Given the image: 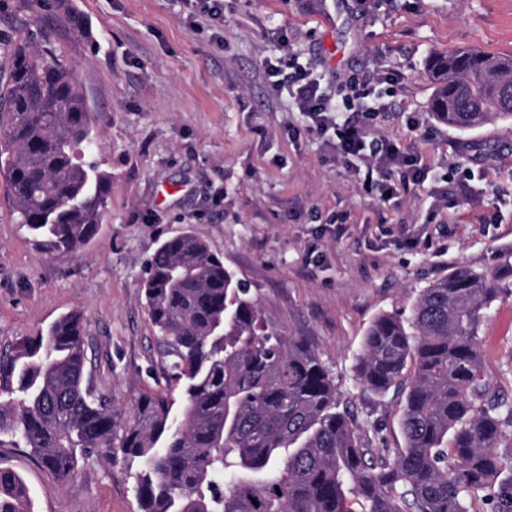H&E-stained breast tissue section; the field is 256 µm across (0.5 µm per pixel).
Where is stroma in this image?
I'll use <instances>...</instances> for the list:
<instances>
[{
	"label": "stroma",
	"instance_id": "35a3bbf8",
	"mask_svg": "<svg viewBox=\"0 0 512 512\" xmlns=\"http://www.w3.org/2000/svg\"><path fill=\"white\" fill-rule=\"evenodd\" d=\"M191 10L188 0H0V37L50 41L72 68L112 175L97 234L68 254L13 223L0 175V353L77 312L97 393L122 411L149 391L180 399L140 283L159 244L187 228L256 289L266 319L318 352L358 435L400 447L402 394L355 381L368 324L382 312L410 319L421 289L451 267L512 264V123L436 122L426 63L463 47L512 56V0H224L220 24ZM274 28L325 84L398 74L373 135L414 145L429 163L423 183L388 200L365 192L264 77ZM507 286L479 337L485 378L512 401ZM0 465L21 475L35 512H139L121 465L92 459L65 483L26 448L0 447Z\"/></svg>",
	"mask_w": 512,
	"mask_h": 512
}]
</instances>
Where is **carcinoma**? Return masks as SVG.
<instances>
[{"label":"carcinoma","instance_id":"cac0c4a2","mask_svg":"<svg viewBox=\"0 0 512 512\" xmlns=\"http://www.w3.org/2000/svg\"><path fill=\"white\" fill-rule=\"evenodd\" d=\"M432 117L471 130L512 121V56L433 54ZM71 68L50 46L0 42V173L11 216L72 253L102 223L112 176ZM512 278L455 266L423 288L412 317L377 315L355 365L367 391L405 393L404 446L372 448L340 409L334 377L301 338L268 323L248 286L194 233L166 239L142 291L182 404L140 394L123 414L85 383V319L21 336L0 357V447L24 446L65 482L102 456L131 471L139 512H470L486 492L512 512L498 448L512 424L482 372L479 326ZM413 374L404 379V370ZM0 512H33L0 466Z\"/></svg>","mask_w":512,"mask_h":512}]
</instances>
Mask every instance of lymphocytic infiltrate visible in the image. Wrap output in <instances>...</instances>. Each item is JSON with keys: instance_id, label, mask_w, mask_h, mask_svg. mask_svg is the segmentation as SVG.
I'll return each mask as SVG.
<instances>
[{"instance_id": "f902f5d3", "label": "lymphocytic infiltrate", "mask_w": 512, "mask_h": 512, "mask_svg": "<svg viewBox=\"0 0 512 512\" xmlns=\"http://www.w3.org/2000/svg\"><path fill=\"white\" fill-rule=\"evenodd\" d=\"M275 43L276 54L262 61L265 77L276 92L291 99L306 118L309 131L333 134L337 154L349 163L353 172L378 173V180L369 183L368 192L383 200L395 196L399 187L390 179L394 170L402 171L404 181L416 184L423 181L427 166L413 146L396 139L374 141L370 138L375 120L389 110L382 96L371 88L358 91L356 77L338 80L335 91L354 92L351 109L356 114L355 119L339 121L338 109L331 103L332 93L322 86L320 77L293 58L286 36H277Z\"/></svg>"}]
</instances>
